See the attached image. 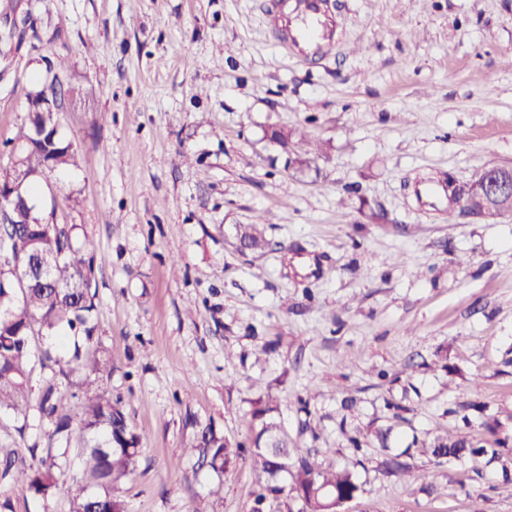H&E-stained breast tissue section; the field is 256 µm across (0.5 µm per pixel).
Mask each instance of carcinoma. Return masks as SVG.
<instances>
[{
    "instance_id": "carcinoma-1",
    "label": "carcinoma",
    "mask_w": 512,
    "mask_h": 512,
    "mask_svg": "<svg viewBox=\"0 0 512 512\" xmlns=\"http://www.w3.org/2000/svg\"><path fill=\"white\" fill-rule=\"evenodd\" d=\"M58 123L57 116L51 118L31 112L28 122L16 133L15 141L26 149L16 155L13 174L30 197L34 195L44 170L77 164L73 144L55 135L54 127ZM486 174L483 167L473 173L465 192V202L471 210H484L493 216L499 213V204L487 202L474 193V188L483 182ZM2 207L6 208L8 224L0 236V243L6 242V248H0V409H11L24 415L27 412L32 327L38 325L48 333L67 327L88 338L94 334L95 247L88 239L77 244L72 225L40 223L32 205L16 209L0 202ZM238 236L251 251H262L269 245L258 224L240 226ZM35 257L53 259L48 281L29 280L21 303L6 306L15 296L13 283L24 275L27 261ZM74 362L90 375L112 371L110 360L100 351L84 357L76 352ZM276 410V406L267 403L252 413L257 426L252 428L250 462L260 477L254 493V512H260V506L268 499H278L282 495L300 500L301 512H331L337 504L356 497L360 486L349 472L324 468L318 461V454L288 447V440L281 435L280 427L272 418ZM41 411L55 419V434L67 440L72 435L71 421L78 418V442L86 448V480L98 487L104 509L125 512L124 501L112 494V488L121 478L133 473L141 438L129 425L119 401L96 394L79 408L49 391L42 399ZM484 430L493 437L490 448L477 446L460 434L445 431L425 445V453L436 465L446 459L462 458L477 463L488 455L490 460L501 462L503 473H509L512 454L508 443L512 437L501 433L496 424L486 423ZM202 442L214 449L209 461L213 469L224 468L235 455L230 444L211 431L202 434ZM383 466L388 473L408 483L418 480L412 467L396 457L385 460ZM282 474L290 477L291 484L279 482ZM15 481L42 496L54 492L58 486L54 464L45 461L36 468L17 469Z\"/></svg>"
}]
</instances>
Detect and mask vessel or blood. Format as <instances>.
<instances>
[{"instance_id": "1", "label": "vessel or blood", "mask_w": 512, "mask_h": 512, "mask_svg": "<svg viewBox=\"0 0 512 512\" xmlns=\"http://www.w3.org/2000/svg\"><path fill=\"white\" fill-rule=\"evenodd\" d=\"M273 6L281 48L305 59L323 56L339 26L328 0H273Z\"/></svg>"}]
</instances>
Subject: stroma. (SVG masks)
<instances>
[{"label":"stroma","mask_w":512,"mask_h":512,"mask_svg":"<svg viewBox=\"0 0 512 512\" xmlns=\"http://www.w3.org/2000/svg\"><path fill=\"white\" fill-rule=\"evenodd\" d=\"M330 2L336 42L308 61L280 49L270 0H0V34L24 36L0 58V172L29 100L68 91L78 165L45 172L35 204L96 246L90 346L112 360L96 385L142 438L127 512H250L261 399L353 473L341 512H512L498 464L436 468L422 447L481 438L488 418L512 435V213L448 193L512 165V0ZM279 127L319 153L282 150ZM261 217L269 249L240 250L235 225ZM74 341L30 338L27 414L0 410V512H70L87 486L83 448L40 411L50 388L85 400V373L53 362ZM473 402L486 409L463 426ZM208 429L238 449L224 471ZM376 429L387 447L349 444ZM405 450L438 491L383 472ZM45 458L54 494L4 473ZM486 174H487V170L485 169V167L478 168L473 173L469 187L466 190V192L464 191L465 195H466L465 202L469 203V208L472 211L480 212L481 210H485L486 213L493 216L496 214H500L499 209H501V207L499 206V204H497L495 202H487V201L483 200L482 198L475 196V193L473 192L474 188L478 184L483 182V180L486 177Z\"/></svg>","instance_id":"1"}]
</instances>
